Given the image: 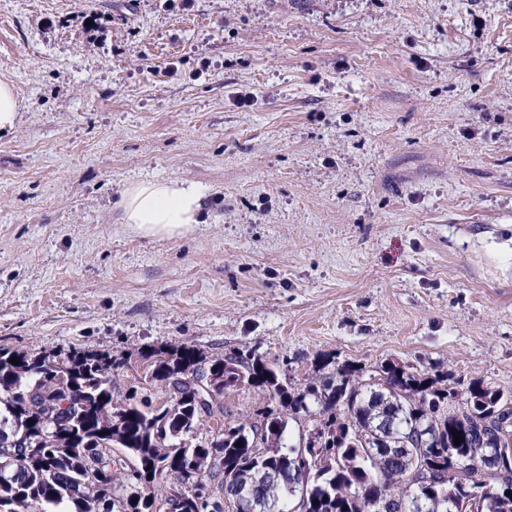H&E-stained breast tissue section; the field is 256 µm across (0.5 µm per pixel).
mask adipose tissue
Returning <instances> with one entry per match:
<instances>
[{
  "mask_svg": "<svg viewBox=\"0 0 512 512\" xmlns=\"http://www.w3.org/2000/svg\"><path fill=\"white\" fill-rule=\"evenodd\" d=\"M122 221L145 236H179L198 224L203 200L193 186L145 180L129 184L117 203Z\"/></svg>",
  "mask_w": 512,
  "mask_h": 512,
  "instance_id": "adipose-tissue-1",
  "label": "adipose tissue"
}]
</instances>
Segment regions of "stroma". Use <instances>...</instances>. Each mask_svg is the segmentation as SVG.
I'll list each match as a JSON object with an SVG mask.
<instances>
[{
  "label": "stroma",
  "mask_w": 512,
  "mask_h": 512,
  "mask_svg": "<svg viewBox=\"0 0 512 512\" xmlns=\"http://www.w3.org/2000/svg\"><path fill=\"white\" fill-rule=\"evenodd\" d=\"M0 348L512 388V0H0ZM176 180L201 222L114 206ZM18 112V102L13 85L0 81V133L14 128ZM118 208L122 224L144 236H179L200 224L203 200L191 185L174 181L145 180L122 191Z\"/></svg>",
  "instance_id": "1"
}]
</instances>
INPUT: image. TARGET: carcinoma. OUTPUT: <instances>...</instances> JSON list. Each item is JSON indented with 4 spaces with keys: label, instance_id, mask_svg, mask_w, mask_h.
<instances>
[{
    "label": "carcinoma",
    "instance_id": "obj_1",
    "mask_svg": "<svg viewBox=\"0 0 512 512\" xmlns=\"http://www.w3.org/2000/svg\"><path fill=\"white\" fill-rule=\"evenodd\" d=\"M165 399L114 397L113 379L132 356ZM41 353L0 349V512H167L171 490L200 481L218 489L251 486L261 502L287 501L296 512H512V490L498 481L512 460V437H487L479 424L512 416V388L464 385L410 364L329 360L297 383L259 356H213L164 344L136 353L72 348L54 366ZM17 358L18 364L10 363ZM258 390L256 417L231 420L199 438L224 403L201 406L184 384L202 368ZM312 429L285 443L289 421ZM32 451L11 454L26 424ZM461 439L454 444V437ZM305 452L309 471L295 457ZM440 479L419 486L425 473Z\"/></svg>",
    "mask_w": 512,
    "mask_h": 512
}]
</instances>
